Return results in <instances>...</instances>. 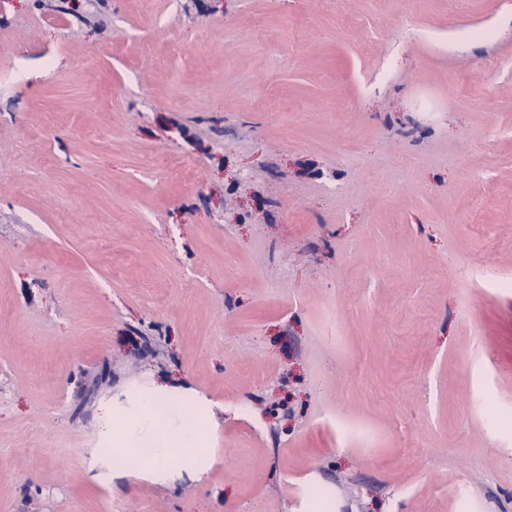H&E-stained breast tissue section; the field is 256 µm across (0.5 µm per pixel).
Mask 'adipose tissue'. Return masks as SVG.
Instances as JSON below:
<instances>
[{
  "mask_svg": "<svg viewBox=\"0 0 512 512\" xmlns=\"http://www.w3.org/2000/svg\"><path fill=\"white\" fill-rule=\"evenodd\" d=\"M142 418L116 428L109 440L110 459L156 468L194 457L206 445V425L186 405L152 397L141 400Z\"/></svg>",
  "mask_w": 512,
  "mask_h": 512,
  "instance_id": "1",
  "label": "adipose tissue"
}]
</instances>
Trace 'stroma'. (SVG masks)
Instances as JSON below:
<instances>
[{
	"instance_id": "obj_1",
	"label": "stroma",
	"mask_w": 512,
	"mask_h": 512,
	"mask_svg": "<svg viewBox=\"0 0 512 512\" xmlns=\"http://www.w3.org/2000/svg\"><path fill=\"white\" fill-rule=\"evenodd\" d=\"M498 280L512 0H0V512H512ZM142 419L132 426L113 428L109 440L110 460L124 465L168 466L173 460L193 459L205 448V422L184 403L172 405L152 397L141 400Z\"/></svg>"
}]
</instances>
